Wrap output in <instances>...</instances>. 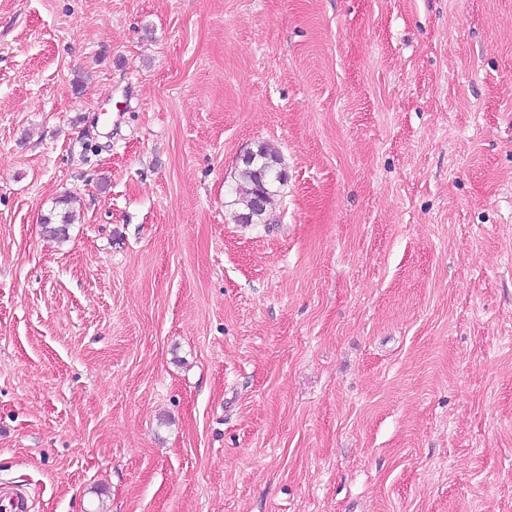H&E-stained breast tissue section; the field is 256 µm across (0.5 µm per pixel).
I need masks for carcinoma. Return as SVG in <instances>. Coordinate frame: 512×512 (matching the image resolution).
<instances>
[{"mask_svg": "<svg viewBox=\"0 0 512 512\" xmlns=\"http://www.w3.org/2000/svg\"><path fill=\"white\" fill-rule=\"evenodd\" d=\"M286 182V173L282 167L279 151L270 144H261L252 152V159L241 162L238 171V184L233 205L236 212L247 213L252 210L256 197L263 199V205L254 215V223H267V215L281 187ZM64 206L59 212L52 211L43 216L42 225L45 233L56 239L67 237L68 227L74 223L72 212L65 208L68 199L58 201Z\"/></svg>", "mask_w": 512, "mask_h": 512, "instance_id": "cac0c4a2", "label": "carcinoma"}]
</instances>
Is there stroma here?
Here are the masks:
<instances>
[{"label":"stroma","mask_w":512,"mask_h":512,"mask_svg":"<svg viewBox=\"0 0 512 512\" xmlns=\"http://www.w3.org/2000/svg\"><path fill=\"white\" fill-rule=\"evenodd\" d=\"M0 481L512 512V0H0ZM253 157L250 161L248 155L242 158L238 171V184L235 190L234 221L238 223L236 213H248L259 195L262 196L263 205L254 215V223L266 224L269 209L276 196H279L281 187L286 182V173L282 167V159L279 151L270 144H261L256 151H249ZM55 210L44 215L41 224L49 236L64 240L67 237L68 227L74 223V216L67 207L60 212H55Z\"/></svg>","instance_id":"35a3bbf8"}]
</instances>
